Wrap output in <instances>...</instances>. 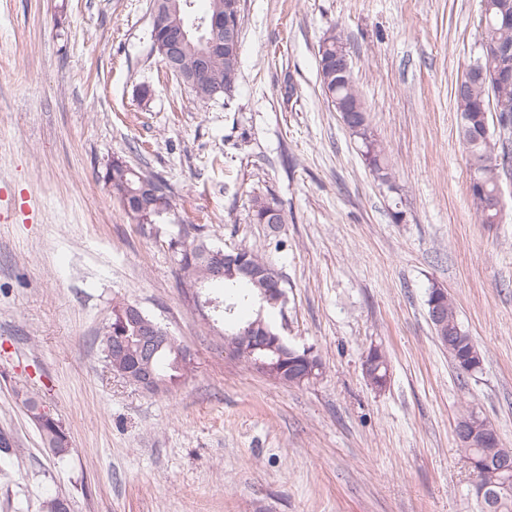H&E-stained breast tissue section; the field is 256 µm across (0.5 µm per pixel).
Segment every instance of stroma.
<instances>
[{"label":"stroma","instance_id":"1","mask_svg":"<svg viewBox=\"0 0 512 512\" xmlns=\"http://www.w3.org/2000/svg\"><path fill=\"white\" fill-rule=\"evenodd\" d=\"M231 100L199 107L151 39L150 0H0V512H479L454 426L472 406L512 448V177L500 221L468 193L453 85L482 54L481 0H240ZM342 29L394 173L378 180L326 103L316 54ZM155 174L153 223L99 180L114 157ZM267 196L278 232L250 221ZM246 247L282 274L272 319L314 347L313 383L224 351L181 285L180 233ZM447 289L480 350L458 376L428 318ZM126 301L190 352L150 393L102 338ZM385 352L376 389L363 360ZM66 429L57 459L15 399Z\"/></svg>","mask_w":512,"mask_h":512}]
</instances>
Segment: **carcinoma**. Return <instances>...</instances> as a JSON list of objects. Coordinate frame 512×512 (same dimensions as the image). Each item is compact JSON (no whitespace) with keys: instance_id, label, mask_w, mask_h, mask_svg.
<instances>
[{"instance_id":"cac0c4a2","label":"carcinoma","mask_w":512,"mask_h":512,"mask_svg":"<svg viewBox=\"0 0 512 512\" xmlns=\"http://www.w3.org/2000/svg\"><path fill=\"white\" fill-rule=\"evenodd\" d=\"M483 12L481 22L484 23L486 38L505 44H512V0H482ZM158 13L160 25L158 33L152 35L157 39L165 35L168 29L180 25H188L196 12L186 6V0H153ZM508 13L510 20L502 21V13ZM197 66L196 45L191 42L185 45L180 56V66L171 71V75L190 89L194 99L202 106L207 105L219 96L229 97L236 84L228 81L227 63L224 55L212 59L205 75L194 77ZM331 106L336 100L361 99L356 88L353 74H348L340 82H331L325 93ZM454 104L459 114V137L466 152V161L470 171L469 193L476 206L477 215L483 224L498 223L499 213L490 205L491 199L501 191L503 177L512 174V85L499 86L488 78L464 75L455 82L453 87ZM496 101L500 132L491 130L490 99ZM353 121L358 127L357 135L361 136L365 148L364 156L376 177L384 183L391 182L392 174L384 162V149L374 138L369 126L367 110L354 113ZM104 188L112 193L121 204H126L143 185L148 184L158 191V200L162 209L172 207V197L167 184L158 176L136 170L125 159L116 157L109 162L101 174ZM251 220L255 224H266L274 228V224L284 223L283 216L269 199L262 195L251 198ZM170 247L180 256L179 265L182 271V285L196 290V285L207 286L209 280V257L217 250L212 244L202 239L190 242L173 240ZM236 260L257 267L260 275L249 280L243 278L238 266L230 263L224 265V276L217 280L224 288L220 308L211 312L207 319L212 322L224 323V346L239 360L247 365L262 370V363H275L276 368L268 372L269 378L288 385H305L313 382L322 374V360L314 350L295 349L290 345L283 346V355L271 351L251 353L242 348L239 342L240 332L262 320L266 329L277 335L276 325L265 317V311L283 305L284 283L279 274L271 268L259 255L245 247L239 248ZM444 301L448 309V320L442 327L446 336L453 337L455 350L449 356L457 371L461 374H472L481 369L482 357L474 351L475 345L469 333L458 321L454 302L448 292L434 288L429 292L427 303ZM128 306L126 302H118L112 306V322L107 327L102 340L105 357L112 371L119 373L127 369L129 356L115 355L110 348V341L120 336H134V328L123 322V314ZM162 356L174 367L169 369L161 381L159 392L174 390L184 378L187 364L176 363L177 351L181 345L167 334L163 338ZM368 356L372 357L381 370L374 377L377 387L387 384L386 355L379 348H370ZM15 392L22 393V403L31 412L30 420L37 426L45 444L58 457L69 452L68 435L62 424L50 412L45 410L42 401L34 394L19 387ZM471 465L472 475L482 480L492 481L499 485L500 498L496 506L489 508L487 502L480 501V512H512V469L493 471L488 460L492 448L488 445L464 449Z\"/></svg>"}]
</instances>
